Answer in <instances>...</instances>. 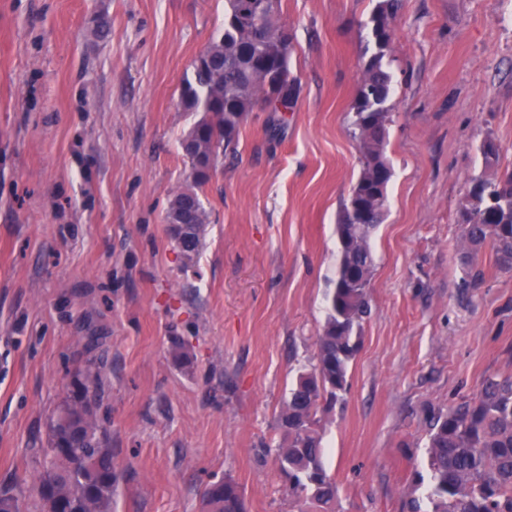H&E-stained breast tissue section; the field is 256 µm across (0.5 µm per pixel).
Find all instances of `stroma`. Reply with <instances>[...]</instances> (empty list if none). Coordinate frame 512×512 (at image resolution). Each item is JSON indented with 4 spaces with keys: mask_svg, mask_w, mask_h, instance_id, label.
<instances>
[{
    "mask_svg": "<svg viewBox=\"0 0 512 512\" xmlns=\"http://www.w3.org/2000/svg\"><path fill=\"white\" fill-rule=\"evenodd\" d=\"M300 86L255 107L199 194L186 262L164 221L191 181L181 102L224 0H0V489L45 512L49 418L86 361L115 512H201L238 483L247 512H303L276 419L310 367L361 172L352 106L376 0H276ZM106 16L110 34L92 33ZM385 219L348 391L322 422L336 512H407L426 419L512 375V271L464 253L459 210L495 139L512 168V0H402ZM103 370L104 366L102 363L88 362L76 372L74 385H76L83 394H87L91 385H97L100 381Z\"/></svg>",
    "mask_w": 512,
    "mask_h": 512,
    "instance_id": "stroma-1",
    "label": "stroma"
}]
</instances>
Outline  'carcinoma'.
<instances>
[{
    "instance_id": "obj_1",
    "label": "carcinoma",
    "mask_w": 512,
    "mask_h": 512,
    "mask_svg": "<svg viewBox=\"0 0 512 512\" xmlns=\"http://www.w3.org/2000/svg\"><path fill=\"white\" fill-rule=\"evenodd\" d=\"M225 2L223 32L205 48L203 63L193 65L183 90L184 107L204 113L181 140L185 157L235 151L240 124L258 100L273 97L277 103H268L270 111L288 112L299 94L288 70L291 36L275 0ZM399 8L400 0H377L371 17L376 52L364 66L352 106L362 170L336 224L340 248L316 363L297 376L276 421L282 435L277 464L288 494L306 498L314 512H333L336 505V484L324 466L318 427L321 415L347 391L348 367L360 346L358 331L370 310V240L383 220L392 177L385 146L394 84L384 57L395 37ZM481 154L485 169L499 167L494 139L484 141ZM209 179L205 172L192 176L191 184L173 193L166 215L186 200L199 202L196 188ZM462 210L471 214L464 246L477 250L491 245L499 268L511 270L512 169L472 177ZM192 221L180 243L188 262L197 255L208 223L203 205H197ZM103 370L102 363L89 362L76 372L74 385L82 395L58 404L43 449L38 485H49L54 497L75 512H112L118 483L112 449L105 446L94 405L86 397ZM61 441L71 442L83 456V470L75 469L71 456L56 452ZM426 452V503L410 499V512H512V376L486 379L474 397L430 421ZM202 498L203 512H245L243 493L230 478L207 484Z\"/></svg>"
}]
</instances>
